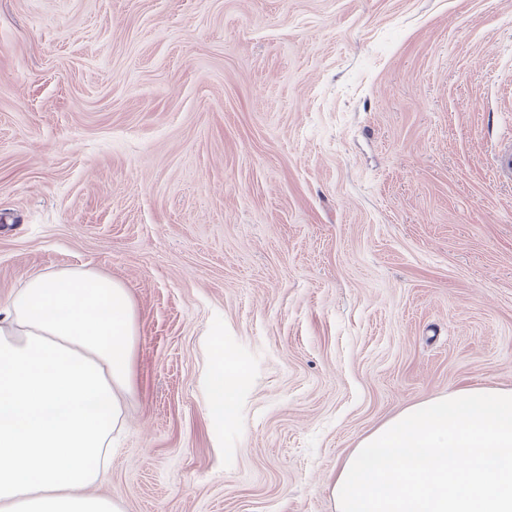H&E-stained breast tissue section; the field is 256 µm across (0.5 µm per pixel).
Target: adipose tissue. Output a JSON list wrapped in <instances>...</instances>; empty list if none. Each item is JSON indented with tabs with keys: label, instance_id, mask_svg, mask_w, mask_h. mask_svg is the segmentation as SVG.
<instances>
[{
	"label": "adipose tissue",
	"instance_id": "1",
	"mask_svg": "<svg viewBox=\"0 0 512 512\" xmlns=\"http://www.w3.org/2000/svg\"><path fill=\"white\" fill-rule=\"evenodd\" d=\"M136 314L112 277L36 274L0 315V512H122L95 494L132 385Z\"/></svg>",
	"mask_w": 512,
	"mask_h": 512
}]
</instances>
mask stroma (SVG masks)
<instances>
[{"label": "stroma", "instance_id": "1", "mask_svg": "<svg viewBox=\"0 0 512 512\" xmlns=\"http://www.w3.org/2000/svg\"><path fill=\"white\" fill-rule=\"evenodd\" d=\"M511 140L512 0H0V306L76 268L136 313L96 493L335 512L365 434L512 388ZM231 368L224 362L216 368L210 380L212 393V417L216 424H224V418L232 413Z\"/></svg>", "mask_w": 512, "mask_h": 512}]
</instances>
